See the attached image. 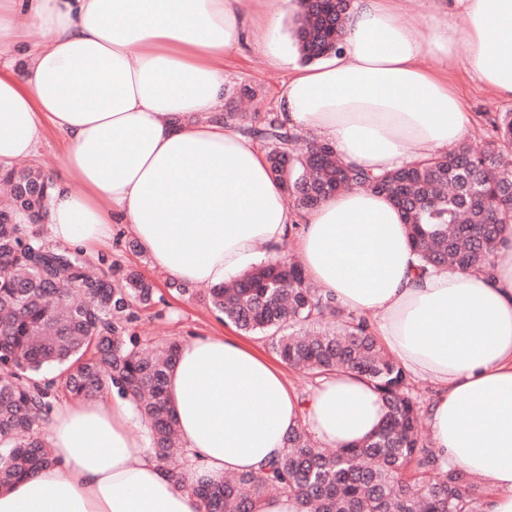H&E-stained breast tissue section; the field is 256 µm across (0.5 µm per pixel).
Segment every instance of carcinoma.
<instances>
[{"label":"carcinoma","mask_w":512,"mask_h":512,"mask_svg":"<svg viewBox=\"0 0 512 512\" xmlns=\"http://www.w3.org/2000/svg\"><path fill=\"white\" fill-rule=\"evenodd\" d=\"M350 2L301 0L294 37L302 60L336 52ZM224 123L267 146L272 179L301 212L351 184L388 197L408 224L423 271L487 268L502 226L512 224V112L490 121L484 149L461 144L382 176L344 166L316 138L296 151L301 136L276 113L255 112L245 121L229 109ZM0 182L8 186L0 197L1 490L53 462L44 430L60 379L76 399L114 386L131 398L150 427L156 458L204 512H253L256 500L283 493L295 498L298 512H482L472 476L423 444L409 375L384 353L369 320L342 308L331 293L309 288L294 260L261 264L211 288L212 308L238 330L267 337L292 368L365 377L384 402L383 422L366 440L330 453L297 429L263 475L192 480L172 460L176 429L165 395L181 344L149 349L136 333L142 312L158 303L153 284L103 256L96 271L82 250L58 246L36 228L47 201L41 170L17 173L1 165Z\"/></svg>","instance_id":"cac0c4a2"}]
</instances>
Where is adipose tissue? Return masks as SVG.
<instances>
[{"label":"adipose tissue","instance_id":"1","mask_svg":"<svg viewBox=\"0 0 512 512\" xmlns=\"http://www.w3.org/2000/svg\"><path fill=\"white\" fill-rule=\"evenodd\" d=\"M396 0H353L342 51L294 68L277 102L340 160L379 174L439 156L471 117L427 66H468L512 100V0H423L412 35ZM26 11L44 36L26 48ZM299 0H0V57L24 50V78L0 72V164L35 156L47 128L66 144L48 176L46 224L64 247L106 243L128 225L154 267L185 285L221 284L270 260L294 225L306 276L373 332L408 374L436 388V451L480 478L484 512H512V225L489 272H423L408 226L384 195L352 187L296 213L258 141L215 112L224 58L277 39ZM464 14L465 29L451 19ZM82 193H74L73 184ZM180 440L198 477L265 473L304 428L327 448L371 436L385 407L352 372L300 398L283 371L227 336L183 346L168 376ZM131 401L80 399L57 411L54 464L0 491V512H202L168 478Z\"/></svg>","mask_w":512,"mask_h":512}]
</instances>
